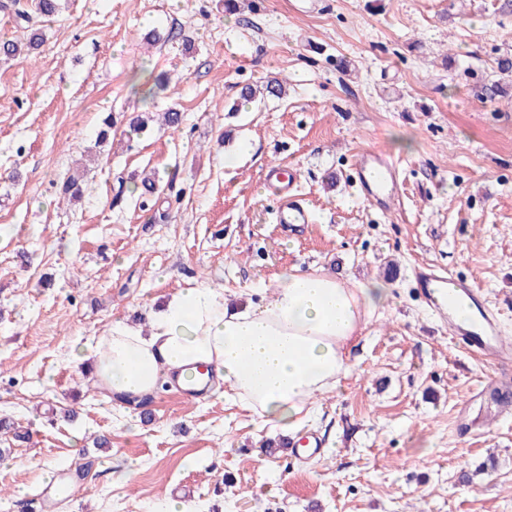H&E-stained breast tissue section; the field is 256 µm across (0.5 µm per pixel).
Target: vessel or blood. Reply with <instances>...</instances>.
<instances>
[{"label": "vessel or blood", "instance_id": "1", "mask_svg": "<svg viewBox=\"0 0 512 512\" xmlns=\"http://www.w3.org/2000/svg\"><path fill=\"white\" fill-rule=\"evenodd\" d=\"M354 170L366 198L378 209L389 210L399 194L400 171L396 163L380 151L364 150L358 153ZM266 177L278 185V223H309L310 214L307 208L290 198L293 181L283 168H270ZM414 279L420 298L434 308L440 317H450L459 303L476 311L474 320L455 322L450 328L452 339L468 353L482 355L495 363L512 364V344L502 341L497 316L487 306L482 290L474 282L456 273L431 266L416 268Z\"/></svg>", "mask_w": 512, "mask_h": 512}]
</instances>
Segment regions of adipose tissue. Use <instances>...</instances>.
<instances>
[{
  "label": "adipose tissue",
  "mask_w": 512,
  "mask_h": 512,
  "mask_svg": "<svg viewBox=\"0 0 512 512\" xmlns=\"http://www.w3.org/2000/svg\"><path fill=\"white\" fill-rule=\"evenodd\" d=\"M254 294L233 305L220 288L181 289L150 311L147 329L113 323L85 369L113 398L138 405L171 376L207 365L216 393L232 394L262 423L299 431L311 404L348 372L351 343L388 291L293 271Z\"/></svg>",
  "instance_id": "obj_1"
}]
</instances>
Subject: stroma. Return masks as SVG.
<instances>
[{
	"label": "stroma",
	"mask_w": 512,
	"mask_h": 512,
	"mask_svg": "<svg viewBox=\"0 0 512 512\" xmlns=\"http://www.w3.org/2000/svg\"><path fill=\"white\" fill-rule=\"evenodd\" d=\"M18 7L43 43L0 61V512H512V416L475 399L499 370L449 340L412 279H472L512 338V0H63L50 18L0 0V43L25 38ZM273 77L282 99L239 104ZM132 112L153 115L134 136ZM370 148L400 168L385 213L350 181ZM272 164L309 226L276 223ZM293 269L389 292L301 431L323 456H288L286 432L219 395L119 402L76 360L180 289L243 302Z\"/></svg>",
	"instance_id": "1"
}]
</instances>
